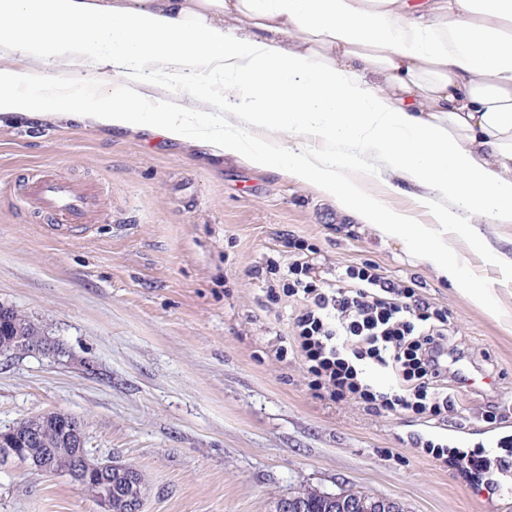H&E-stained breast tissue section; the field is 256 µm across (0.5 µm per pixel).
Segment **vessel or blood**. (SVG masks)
Masks as SVG:
<instances>
[{
  "label": "vessel or blood",
  "instance_id": "vessel-or-blood-1",
  "mask_svg": "<svg viewBox=\"0 0 512 512\" xmlns=\"http://www.w3.org/2000/svg\"><path fill=\"white\" fill-rule=\"evenodd\" d=\"M103 191L97 184H82L41 171L21 187L24 206L49 217L52 226L92 223L101 211Z\"/></svg>",
  "mask_w": 512,
  "mask_h": 512
}]
</instances>
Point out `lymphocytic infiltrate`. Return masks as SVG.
Here are the masks:
<instances>
[{
	"instance_id": "lymphocytic-infiltrate-1",
	"label": "lymphocytic infiltrate",
	"mask_w": 512,
	"mask_h": 512,
	"mask_svg": "<svg viewBox=\"0 0 512 512\" xmlns=\"http://www.w3.org/2000/svg\"><path fill=\"white\" fill-rule=\"evenodd\" d=\"M287 245L288 266L270 256L252 274L269 301L296 302L295 351L317 397L352 398L374 415L410 410L438 423L458 420L455 393L466 380L457 365L469 357L449 341L450 311L419 298L414 282L387 278L366 261L325 278L318 250L298 238ZM366 360L390 372L388 390L368 381Z\"/></svg>"
}]
</instances>
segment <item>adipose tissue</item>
Returning <instances> with one entry per match:
<instances>
[{"label": "adipose tissue", "instance_id": "adipose-tissue-1", "mask_svg": "<svg viewBox=\"0 0 512 512\" xmlns=\"http://www.w3.org/2000/svg\"><path fill=\"white\" fill-rule=\"evenodd\" d=\"M18 116L311 184L498 314L448 236L481 254L469 214L512 224V0H0V121ZM403 191L432 223L386 206Z\"/></svg>", "mask_w": 512, "mask_h": 512}]
</instances>
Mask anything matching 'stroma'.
I'll return each instance as SVG.
<instances>
[{"label":"stroma","instance_id":"35a3bbf8","mask_svg":"<svg viewBox=\"0 0 512 512\" xmlns=\"http://www.w3.org/2000/svg\"><path fill=\"white\" fill-rule=\"evenodd\" d=\"M42 170L99 183L98 223L46 232L18 198ZM469 225L499 262L463 237L454 248L492 286L498 319L311 185L148 132L2 124L0 304L40 322L65 354L0 356V431L46 411L77 416L91 457L147 475L142 512H275L305 488L361 491L402 512H512L500 469L512 462V224ZM291 235L319 249L326 272L368 261L451 311V341L492 380L459 393L464 422L314 396L302 359L280 353L290 303L266 308L250 273ZM489 400L502 413L491 423ZM0 512L101 509L68 477L14 465L0 469Z\"/></svg>","mask_w":512,"mask_h":512}]
</instances>
